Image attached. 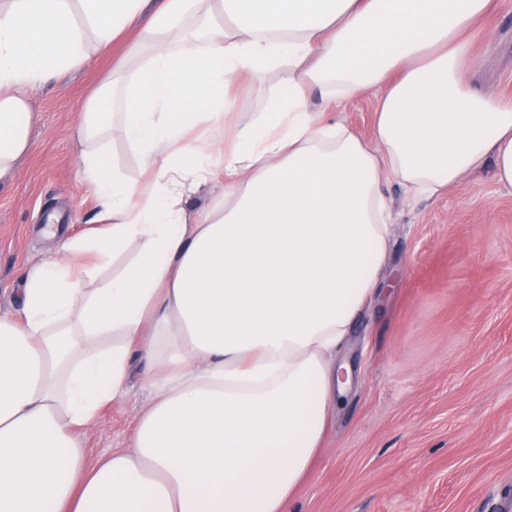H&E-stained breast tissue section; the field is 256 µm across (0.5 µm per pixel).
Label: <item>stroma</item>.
<instances>
[{
	"instance_id": "35a3bbf8",
	"label": "stroma",
	"mask_w": 512,
	"mask_h": 512,
	"mask_svg": "<svg viewBox=\"0 0 512 512\" xmlns=\"http://www.w3.org/2000/svg\"><path fill=\"white\" fill-rule=\"evenodd\" d=\"M126 51L113 43L28 92L30 145L0 176V316L18 315L28 268L103 224L77 125ZM473 51L466 80L512 97V6L479 22ZM107 144L114 172L142 182L120 128ZM383 191L388 264L338 355L353 384L288 512H512V187L486 169L428 199L392 178ZM148 399L132 378L83 433L88 463L130 447Z\"/></svg>"
}]
</instances>
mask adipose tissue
I'll use <instances>...</instances> for the list:
<instances>
[{"label": "adipose tissue", "instance_id": "adipose-tissue-1", "mask_svg": "<svg viewBox=\"0 0 512 512\" xmlns=\"http://www.w3.org/2000/svg\"><path fill=\"white\" fill-rule=\"evenodd\" d=\"M500 2L0 0V175L30 144L25 90L133 36L78 128L105 224L31 268L21 317L0 316V512H288L386 261L387 177L432 197L489 167L512 186V97L463 77L468 35ZM269 76L286 95L236 119L237 80ZM367 91L369 140L310 106ZM116 114L150 189L111 170ZM203 120L227 139L189 140ZM218 177L206 212L183 207ZM137 241L106 279L65 259L107 265ZM138 359L151 400L132 444L87 467L79 432Z\"/></svg>", "mask_w": 512, "mask_h": 512}]
</instances>
